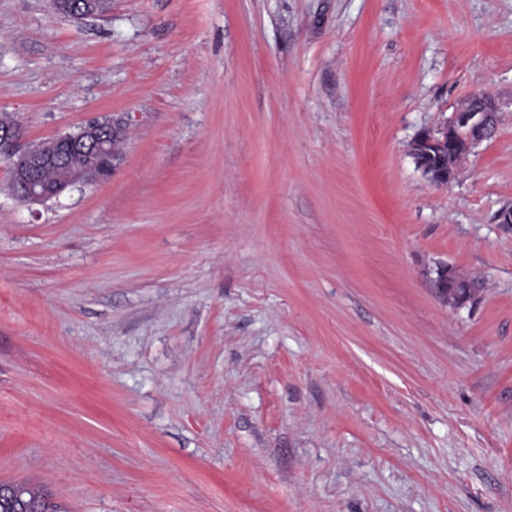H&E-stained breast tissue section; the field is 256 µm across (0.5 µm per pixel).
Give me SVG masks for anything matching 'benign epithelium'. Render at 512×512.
Returning <instances> with one entry per match:
<instances>
[{
	"mask_svg": "<svg viewBox=\"0 0 512 512\" xmlns=\"http://www.w3.org/2000/svg\"><path fill=\"white\" fill-rule=\"evenodd\" d=\"M55 9L77 18L101 16L109 10L111 0H52ZM499 103L490 91H480L478 99L468 98L454 112L450 124L435 132H422L412 142L410 153L416 166L440 186H446L454 176L456 158L472 151L490 134ZM118 136L123 126L110 119L94 120L79 132L47 140L41 147L31 146L18 151L20 131L13 123L0 124V157L8 161L10 176L25 188V199L45 202L59 197L66 189L94 178L112 174V155H104V133ZM81 151L86 158L84 167L72 172L67 183L48 186L33 177L37 169L59 165L66 156ZM435 283L445 298L455 297L458 304L467 302L468 280L453 269H439Z\"/></svg>",
	"mask_w": 512,
	"mask_h": 512,
	"instance_id": "7a95c632",
	"label": "benign epithelium"
}]
</instances>
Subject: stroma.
Listing matches in <instances>:
<instances>
[{
    "instance_id": "obj_1",
    "label": "stroma",
    "mask_w": 512,
    "mask_h": 512,
    "mask_svg": "<svg viewBox=\"0 0 512 512\" xmlns=\"http://www.w3.org/2000/svg\"><path fill=\"white\" fill-rule=\"evenodd\" d=\"M491 88L433 184L410 144ZM0 483L55 512H512V0H0ZM480 281L448 304L438 267ZM70 1L72 0H52L51 2L58 12L77 18L101 16L109 10L111 3V0H81L78 3H71ZM82 1L89 3L86 4ZM106 132L118 136L123 126L112 119L94 120L77 133L58 136L46 140L39 148L31 146L19 152L20 131L15 124L6 122L0 124V157L8 161L11 178L24 186L25 200L45 202L58 198L69 187L112 174V153L107 156L103 153ZM75 151L84 153L87 161L84 167L72 172L83 163L81 156L73 154L66 167L41 169L59 165ZM37 169H41L36 172L37 178L49 184L65 182L72 174L65 184L47 186L33 177Z\"/></svg>"
}]
</instances>
